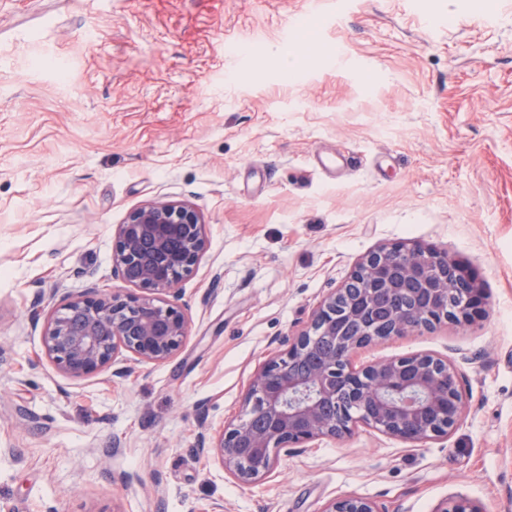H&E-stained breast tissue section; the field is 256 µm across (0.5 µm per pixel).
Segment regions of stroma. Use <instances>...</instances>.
Instances as JSON below:
<instances>
[{
	"label": "stroma",
	"mask_w": 512,
	"mask_h": 512,
	"mask_svg": "<svg viewBox=\"0 0 512 512\" xmlns=\"http://www.w3.org/2000/svg\"><path fill=\"white\" fill-rule=\"evenodd\" d=\"M179 199L209 237L180 284L182 349L67 378L34 296L46 317L63 294L123 290L117 225ZM394 242L468 265L485 313L353 363L452 359L453 433L361 427L250 484L200 456L257 369ZM346 495L512 512V0H0V512H322Z\"/></svg>",
	"instance_id": "stroma-1"
}]
</instances>
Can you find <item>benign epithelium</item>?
<instances>
[{"mask_svg": "<svg viewBox=\"0 0 512 512\" xmlns=\"http://www.w3.org/2000/svg\"><path fill=\"white\" fill-rule=\"evenodd\" d=\"M209 247L206 224L188 201L148 202L117 225L112 276L132 292L96 287L62 297L46 321V355L70 378L88 377L124 353L139 363L176 355L187 337L185 314L171 298ZM485 312L471 269L423 243L382 245L363 255L349 280L328 294L307 326L254 374L243 416L197 451L221 460L249 483L274 472L282 450L342 437L359 425L408 443L449 435L465 410L456 366L416 353L355 367L353 355L383 339L464 326ZM322 512H377L344 496ZM438 512H481L458 498Z\"/></svg>", "mask_w": 512, "mask_h": 512, "instance_id": "obj_1", "label": "benign epithelium"}]
</instances>
